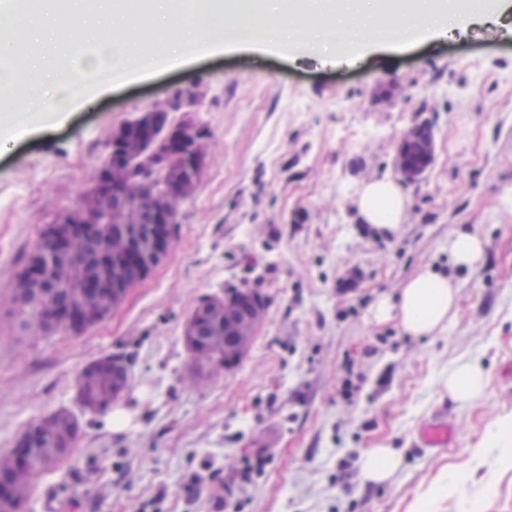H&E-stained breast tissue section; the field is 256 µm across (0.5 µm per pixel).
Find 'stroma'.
<instances>
[{
  "instance_id": "stroma-1",
  "label": "stroma",
  "mask_w": 512,
  "mask_h": 512,
  "mask_svg": "<svg viewBox=\"0 0 512 512\" xmlns=\"http://www.w3.org/2000/svg\"><path fill=\"white\" fill-rule=\"evenodd\" d=\"M289 51L120 88L0 158V450L61 409L81 427L24 512H224L248 462L242 512H415L433 490L436 512H512V460L486 449L512 419V37L465 25L403 53L365 49L352 66L321 65L304 40ZM189 81L212 135L168 256L84 333H19L10 288L44 225L88 189L115 128ZM424 119L434 161L402 183V223L364 234L363 184L396 179V144ZM468 232L484 243L471 268L448 248ZM422 268L457 288L447 330L409 337L372 320L377 298ZM227 288L261 291L263 322L238 365L192 378L185 323ZM107 355L130 360V384L110 409H80L76 378ZM459 359L487 376L477 403L441 391ZM437 417L452 442L421 447ZM378 447L401 464L362 482L361 455Z\"/></svg>"
}]
</instances>
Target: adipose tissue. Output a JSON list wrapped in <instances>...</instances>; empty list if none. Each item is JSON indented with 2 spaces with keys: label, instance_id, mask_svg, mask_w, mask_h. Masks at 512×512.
I'll use <instances>...</instances> for the list:
<instances>
[{
  "label": "adipose tissue",
  "instance_id": "adipose-tissue-1",
  "mask_svg": "<svg viewBox=\"0 0 512 512\" xmlns=\"http://www.w3.org/2000/svg\"><path fill=\"white\" fill-rule=\"evenodd\" d=\"M406 204L400 187L392 180L381 179L365 186L358 211L364 223L392 230L400 223ZM456 311L457 296L452 281L425 268L395 296L378 299L373 316L380 322L397 318L411 336H434L443 332ZM442 385L452 399L471 403L483 396L485 374L471 362L456 361L449 366Z\"/></svg>",
  "mask_w": 512,
  "mask_h": 512
}]
</instances>
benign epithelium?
Masks as SVG:
<instances>
[{"mask_svg":"<svg viewBox=\"0 0 512 512\" xmlns=\"http://www.w3.org/2000/svg\"><path fill=\"white\" fill-rule=\"evenodd\" d=\"M203 96L196 84L171 90L155 105L154 117L125 121L124 135L112 151L109 169L98 166L91 188L106 201L112 233V248L99 247L94 253L87 246L100 240L98 221L82 205L56 216L48 236L51 253L38 261L24 287L46 292L58 280L75 278L78 296L53 305L48 324L60 321L71 332L83 330L92 317L110 305H117L127 294L125 286L136 275L154 268L169 253L172 238L166 232L180 207L201 181L206 165L207 139L176 120L192 110ZM434 160L433 135L412 129L396 147L395 167L408 181L416 179ZM163 169L174 174L172 185L153 183L151 173ZM266 305L256 289L224 292V335L196 336L194 356L198 370L218 369L209 358L210 350L224 347V367L237 364L256 334ZM14 467L10 474H0V507L18 504L20 482L27 476L29 448L19 441L13 448Z\"/></svg>","mask_w":512,"mask_h":512,"instance_id":"7a95c632","label":"benign epithelium"}]
</instances>
